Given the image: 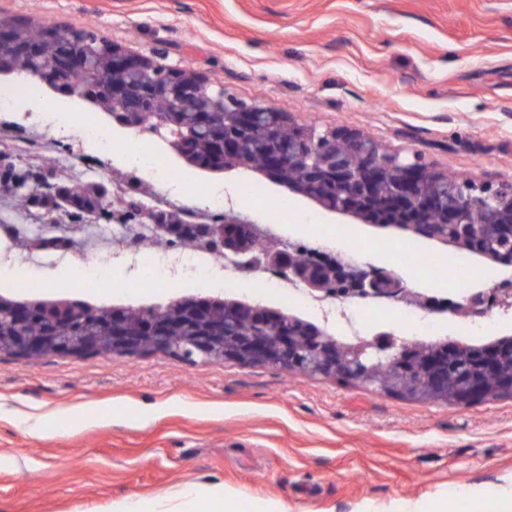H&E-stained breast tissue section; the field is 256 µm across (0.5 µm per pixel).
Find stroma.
Returning a JSON list of instances; mask_svg holds the SVG:
<instances>
[{"label": "stroma", "mask_w": 512, "mask_h": 512, "mask_svg": "<svg viewBox=\"0 0 512 512\" xmlns=\"http://www.w3.org/2000/svg\"><path fill=\"white\" fill-rule=\"evenodd\" d=\"M97 33L162 67H188L238 99L299 124L343 128L439 172L512 180V0H0V20ZM267 199L288 196L279 230L301 242L347 222L257 174ZM265 198V199H266ZM316 215L312 229L301 225ZM365 263L422 297L452 285L397 259L403 231L356 223ZM420 250L480 272L481 288L512 280L440 241ZM116 268L111 294L45 288L47 300L143 306L183 298L263 308L275 292L212 290L191 280L146 288ZM369 333L456 337V321L373 312ZM66 413L67 430L30 434V413ZM194 485L240 492L288 512H501L512 496V398L467 407L418 402L336 379L235 361L190 364L150 353L19 360L0 355V512H112ZM470 500L452 502L454 487Z\"/></svg>", "instance_id": "obj_1"}]
</instances>
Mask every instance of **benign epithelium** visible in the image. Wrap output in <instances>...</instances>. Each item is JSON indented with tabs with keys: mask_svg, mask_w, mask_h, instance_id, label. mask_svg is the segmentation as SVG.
Masks as SVG:
<instances>
[{
	"mask_svg": "<svg viewBox=\"0 0 512 512\" xmlns=\"http://www.w3.org/2000/svg\"><path fill=\"white\" fill-rule=\"evenodd\" d=\"M18 23L0 20V66L6 67L17 53H28L45 63L41 74L57 90L81 96L84 91L71 82L72 74L86 65L77 48H60L53 43L27 44L19 38ZM112 63V88L98 99L100 106L121 114L140 107L132 98L149 100L158 112L177 118L182 112L224 113V139L210 151L224 158V168H242L276 175L279 183L313 200L320 207L361 223L390 224L446 244L471 249L480 242L496 245L512 239V181L497 185L472 178H452L432 170L417 155L394 153L382 143L348 130H319L298 125L280 112L246 104L230 95L224 85L208 82L190 69H164L145 57L99 39ZM42 177L28 171L13 181L14 192L24 197L35 193ZM158 224L150 218L157 235L182 241L203 236L217 240L224 253L249 257L258 264L274 267L293 283L318 297L343 292L348 298L377 301H410L418 294L385 268H365L339 258L306 255L295 257V249L270 244L263 250L252 245L254 227L246 226L240 215L228 214L222 224L188 226L174 217ZM451 224L461 230L450 239L433 232L436 225ZM172 316H160L132 325L126 312H114L100 325L71 335L69 328L50 326L25 336H0V354L30 360L46 355L78 356L108 351L131 357L147 353L179 354L195 363L234 360L243 365H267L309 377L341 378L378 389L371 375L381 368L391 370L387 389L405 397L413 396V374L420 371L433 382L423 395L431 401L451 399L460 405L478 403L489 397L485 384L460 377L441 380L438 372L450 347L412 354L410 342L392 337L386 343L362 340L346 346L322 334L303 337L288 322L259 316L253 307L238 302L224 307H197ZM492 310L485 293L471 291L458 302L448 304V315L466 312L472 318L485 317ZM7 319L17 327L36 317L24 305L9 304ZM181 335L183 346L172 344ZM505 347L491 346L480 357L486 375L500 378L497 392L512 395V370L501 376Z\"/></svg>",
	"mask_w": 512,
	"mask_h": 512,
	"instance_id": "benign-epithelium-1",
	"label": "benign epithelium"
}]
</instances>
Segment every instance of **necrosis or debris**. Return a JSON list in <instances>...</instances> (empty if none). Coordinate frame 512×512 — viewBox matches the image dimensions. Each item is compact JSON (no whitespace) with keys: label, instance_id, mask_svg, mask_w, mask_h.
<instances>
[{"label":"necrosis or debris","instance_id":"necrosis-or-debris-1","mask_svg":"<svg viewBox=\"0 0 512 512\" xmlns=\"http://www.w3.org/2000/svg\"><path fill=\"white\" fill-rule=\"evenodd\" d=\"M32 84L14 86L9 95L0 94V154L6 155L16 170L67 172L78 180L110 178L112 215L98 223H88L77 212L50 213L42 223H32L29 213L19 212L11 203L0 202V264L15 273L18 288L39 287L30 269H52L64 261L81 267L80 281L104 288L112 283V269L118 261L131 264L141 283L155 288H175L193 275L217 272L221 284L230 287L244 281L257 292L276 290L282 305L303 301L313 308H335L348 335L360 334L366 325L364 314L376 309V302L350 298L303 296L300 288L285 276L262 266L243 267L225 258L222 249L207 244L169 240L158 244L150 225L144 224L145 211L160 213L178 209L187 224H220L226 212L236 210L232 198L200 206L189 195L158 184L153 163L156 150L141 129H133L131 139L120 144L104 124L70 126L50 112L19 114L15 102L32 100ZM81 226L94 240L98 257L91 258L75 248L64 227ZM37 240L35 249L19 251L16 241Z\"/></svg>","mask_w":512,"mask_h":512}]
</instances>
